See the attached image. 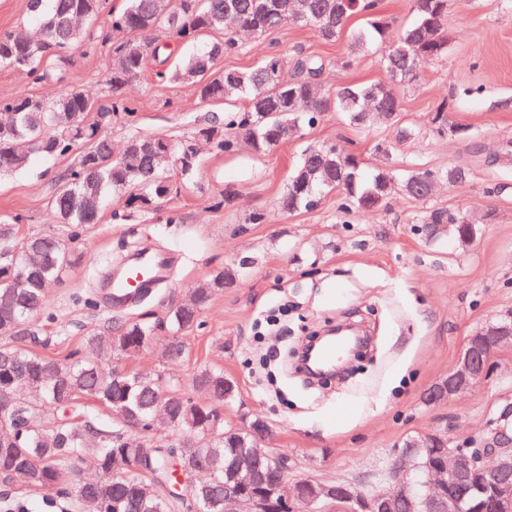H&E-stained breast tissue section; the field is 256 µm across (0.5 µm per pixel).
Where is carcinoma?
<instances>
[{"label":"carcinoma","mask_w":512,"mask_h":512,"mask_svg":"<svg viewBox=\"0 0 512 512\" xmlns=\"http://www.w3.org/2000/svg\"><path fill=\"white\" fill-rule=\"evenodd\" d=\"M278 3L290 24L309 27L332 41L354 17L365 27L351 35L344 65L351 66L368 43L383 38L381 0H27L28 17L15 28L0 32V68L24 74L34 83L50 85L57 77L47 67L51 58L64 62L79 50L85 56L107 49L111 63L102 79L101 95L79 87L36 95L24 93L0 100V175L28 169L35 155L71 159L57 177L51 205L58 223L68 229V240L49 234H33L13 247L0 243V335L31 338L39 335L34 317L42 311L46 291L78 259L72 244L89 224L99 221L106 198L129 191L130 198L146 209L173 194L172 178L193 176L200 164L183 167L185 152H196V133L212 137L210 148L231 154L243 143L256 154H265L285 142L289 133L312 126L326 112H343L351 123L366 126L391 122L400 110L399 91L418 82L426 64L448 51L445 21L448 0H409L413 19L399 31L381 63L389 75L382 83L350 84L327 94L318 77L323 62L312 56L288 62V55L272 51L247 69L215 70L216 61L244 49L240 33L261 36L279 28L278 18L267 9ZM201 42V46L156 72L163 82H191L202 105L224 104V124L205 122L185 138L162 142L147 135H130L119 150L112 147L108 130L112 119L128 111L130 88L140 80L148 60L170 42ZM324 151L316 157L314 150ZM385 169L362 171L357 150L325 144L309 147L289 177L287 191L279 200L286 213L316 208L323 195L337 191L341 207L378 211L397 194L424 201L408 185L421 176L448 183V171H414L390 183ZM307 182L301 194L294 183ZM421 233L431 224H447L455 242L462 236L473 241L466 215L459 211L429 208L421 212ZM29 268L26 282L17 287L13 268ZM238 270L228 268L198 284L190 299L169 307L166 327L178 333L190 327L216 294V284L236 280ZM158 325L132 320L117 328L88 337L98 349L116 355L143 350L154 339ZM195 383L208 395L194 402L178 395L166 396L158 384L133 372L101 367L90 358L72 354L63 362L16 346L0 347V399L9 401L0 412V440L13 451H0V475L16 479L35 490L64 492L67 482L63 464L91 453L97 459L99 479L78 485V496L102 512H224V498L248 496L261 488L275 493L279 473L275 454L260 456L254 470L260 487L236 479L240 455L260 445L269 434L253 417L247 429L224 428L222 407L235 396L236 386L219 370L200 372ZM88 397L107 409H129L143 431L154 425L158 411L175 428L178 438L163 448H148L140 433L104 431L86 421H61L45 431L30 425L40 410L71 406ZM192 439L200 446L197 465L206 473H192L190 496L170 499L153 491L154 479L172 468L173 454ZM428 434L405 438L400 447L417 455L424 465L443 460L430 452ZM122 475L112 477V464Z\"/></svg>","instance_id":"obj_1"}]
</instances>
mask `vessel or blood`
Returning <instances> with one entry per match:
<instances>
[{
    "label": "vessel or blood",
    "instance_id": "obj_1",
    "mask_svg": "<svg viewBox=\"0 0 512 512\" xmlns=\"http://www.w3.org/2000/svg\"><path fill=\"white\" fill-rule=\"evenodd\" d=\"M171 258L163 250L142 248L129 253L106 285L110 308L132 305L143 293L167 282Z\"/></svg>",
    "mask_w": 512,
    "mask_h": 512
}]
</instances>
